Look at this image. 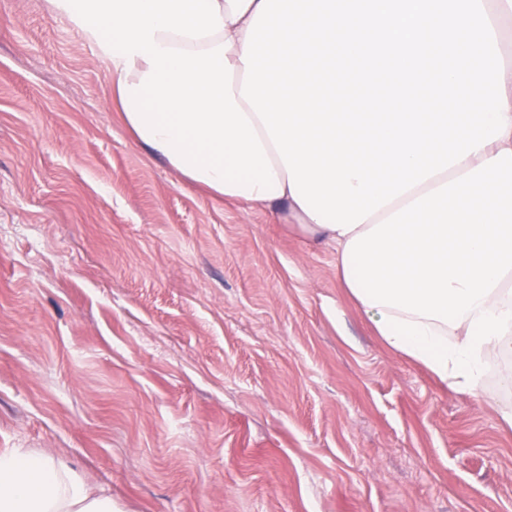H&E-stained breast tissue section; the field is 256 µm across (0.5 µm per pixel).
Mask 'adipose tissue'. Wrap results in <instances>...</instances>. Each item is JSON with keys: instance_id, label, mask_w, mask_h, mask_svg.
Listing matches in <instances>:
<instances>
[{"instance_id": "obj_1", "label": "adipose tissue", "mask_w": 512, "mask_h": 512, "mask_svg": "<svg viewBox=\"0 0 512 512\" xmlns=\"http://www.w3.org/2000/svg\"><path fill=\"white\" fill-rule=\"evenodd\" d=\"M260 0H51L110 63L137 140L188 182L278 209L336 248V275L391 349L476 391L487 356L512 352V123L503 137L343 234L295 202L289 175L240 96ZM0 512H113L61 455L0 453Z\"/></svg>"}]
</instances>
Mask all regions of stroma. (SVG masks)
<instances>
[{
    "mask_svg": "<svg viewBox=\"0 0 512 512\" xmlns=\"http://www.w3.org/2000/svg\"><path fill=\"white\" fill-rule=\"evenodd\" d=\"M110 68L0 0V452L115 512H512V355L473 397L389 349L332 245L134 140Z\"/></svg>",
    "mask_w": 512,
    "mask_h": 512,
    "instance_id": "obj_1",
    "label": "stroma"
}]
</instances>
